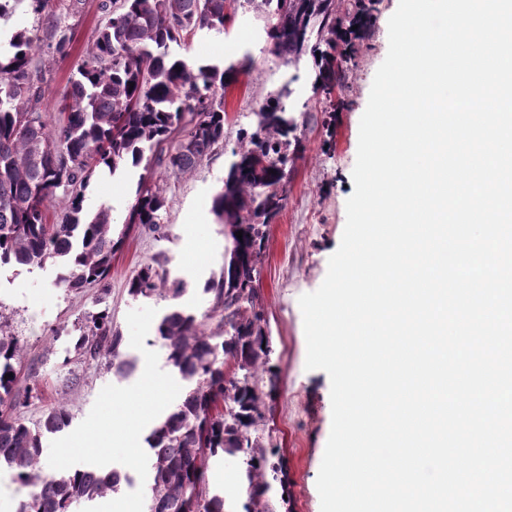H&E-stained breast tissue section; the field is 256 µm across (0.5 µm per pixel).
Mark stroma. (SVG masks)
I'll list each match as a JSON object with an SVG mask.
<instances>
[{
  "mask_svg": "<svg viewBox=\"0 0 512 512\" xmlns=\"http://www.w3.org/2000/svg\"><path fill=\"white\" fill-rule=\"evenodd\" d=\"M102 0H50L41 15H26L24 25L35 30L50 70L42 85L48 121H56L58 107L69 90V79L81 63L86 47L107 20ZM399 0H382L362 54L342 94L348 104L337 113L334 131L322 125V114L306 120L301 132L306 150L292 174L288 204L274 224L262 259L260 295L265 307L277 372L276 388L268 400L267 427L272 443L288 467V506L291 512H320L316 487L331 430V382L322 370L305 367L306 340L298 304L302 294L317 290L338 249L346 224V201L354 191L359 123L366 109L375 73L388 51V20ZM69 27L67 56L53 48L55 25ZM191 60H222L250 54L253 70L227 89L225 107L233 122L226 127L225 146L217 147L191 173L157 175L165 198L166 238L139 229L131 232L112 260L109 292L97 289L65 291L55 284L57 270L5 265L0 267V319L24 346L19 386L37 380L39 395L23 410L27 423L38 422L58 399H66L71 422L63 431L44 435L42 455L67 469L99 468L101 452L115 460L130 459L148 443L145 433L127 429L133 419L159 421L181 401L168 385L136 389L149 353L159 346L155 328L168 313L171 300L132 297L129 280L147 264L162 259L171 277L184 283L180 305L201 314L212 306L207 285L224 268V227L210 211L213 196L224 183L231 161L229 145L239 128L248 126L258 105L277 91L283 64L266 51L262 26L251 14H238L229 32L198 37L180 47ZM140 169L98 179L86 195L85 207H111L116 227H123L134 199ZM107 310L122 336L121 352L132 368L123 374L84 362L74 345L78 324L90 313ZM238 463L217 455L210 461L208 479L224 492V512H239L235 492Z\"/></svg>",
  "mask_w": 512,
  "mask_h": 512,
  "instance_id": "35a3bbf8",
  "label": "stroma"
}]
</instances>
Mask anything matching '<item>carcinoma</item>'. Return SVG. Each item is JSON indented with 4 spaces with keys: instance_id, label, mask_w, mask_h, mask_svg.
I'll list each match as a JSON object with an SVG mask.
<instances>
[{
    "instance_id": "cac0c4a2",
    "label": "carcinoma",
    "mask_w": 512,
    "mask_h": 512,
    "mask_svg": "<svg viewBox=\"0 0 512 512\" xmlns=\"http://www.w3.org/2000/svg\"><path fill=\"white\" fill-rule=\"evenodd\" d=\"M381 0H110L106 23L88 45L54 128L43 116V46L28 29L14 30L0 50V265L59 268L56 285L108 292L112 258L132 229L165 237L164 197L153 181L195 170L224 143L230 118L226 89L253 69L236 61L190 62L174 47L199 35L222 34L237 13L265 21L269 51L293 76L239 130L224 183L211 213L224 225V270L212 285L213 306L196 315L173 306L156 328L168 363L187 382L177 409L148 436L152 474L145 488L149 512H224V493L211 488L210 457L240 462L242 512H278L272 495L286 490L287 467L267 426L273 390L271 339L259 292L270 224L288 199L302 151L299 107L292 84L306 69L315 108L334 118L347 103L339 96L358 64L363 41ZM144 165L125 227L114 234L111 209H84L86 192L100 173ZM65 213L56 224L48 211ZM243 232L237 238L236 232ZM133 297L177 300L182 282L151 264L130 282ZM75 350L87 362L125 371L122 336L108 312L87 315ZM20 340L0 322V464L27 489L17 512H71L74 503L117 492L115 470L64 472L41 458V438L70 423L68 403L57 402L35 427L21 418L37 381L16 387ZM10 378H5V375Z\"/></svg>"
}]
</instances>
